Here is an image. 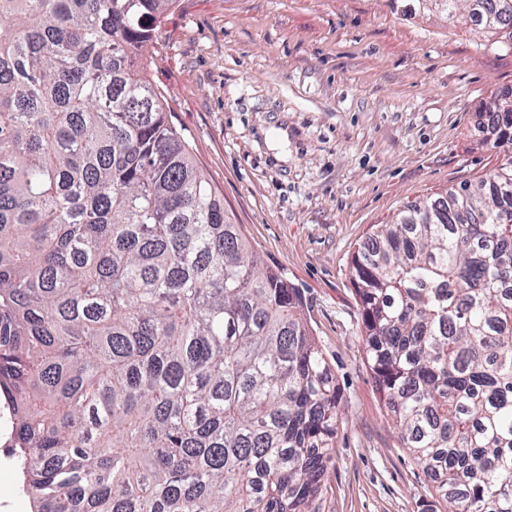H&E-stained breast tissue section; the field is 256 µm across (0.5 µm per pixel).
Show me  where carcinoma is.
Here are the masks:
<instances>
[{
  "mask_svg": "<svg viewBox=\"0 0 512 512\" xmlns=\"http://www.w3.org/2000/svg\"><path fill=\"white\" fill-rule=\"evenodd\" d=\"M169 0H0V413L31 512H324L340 390L147 77ZM512 42V0H470ZM503 163L410 204L351 276L436 507L512 512V91Z\"/></svg>",
  "mask_w": 512,
  "mask_h": 512,
  "instance_id": "obj_1",
  "label": "carcinoma"
}]
</instances>
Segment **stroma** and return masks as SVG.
Segmentation results:
<instances>
[{"instance_id":"stroma-1","label":"stroma","mask_w":512,"mask_h":512,"mask_svg":"<svg viewBox=\"0 0 512 512\" xmlns=\"http://www.w3.org/2000/svg\"><path fill=\"white\" fill-rule=\"evenodd\" d=\"M148 77L262 266L303 296L342 395L331 512H424L350 268L377 225L501 164L477 122L512 88V48L420 0H171Z\"/></svg>"}]
</instances>
